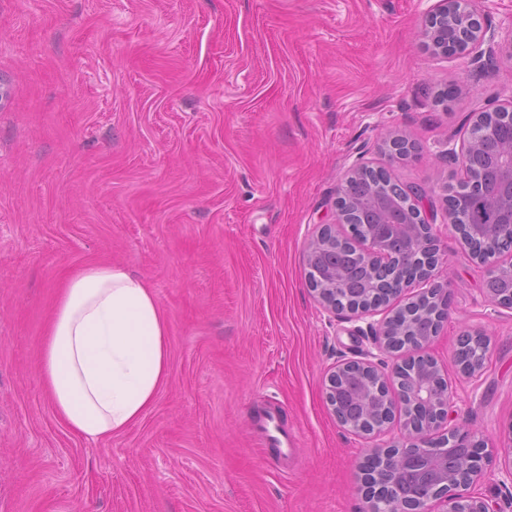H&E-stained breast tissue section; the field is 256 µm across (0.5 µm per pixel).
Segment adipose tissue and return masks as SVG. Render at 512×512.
<instances>
[{
	"label": "adipose tissue",
	"mask_w": 512,
	"mask_h": 512,
	"mask_svg": "<svg viewBox=\"0 0 512 512\" xmlns=\"http://www.w3.org/2000/svg\"><path fill=\"white\" fill-rule=\"evenodd\" d=\"M168 325L152 288L120 265L91 264L60 291L40 371L55 413L99 441L138 423L169 378Z\"/></svg>",
	"instance_id": "ef3b65f1"
}]
</instances>
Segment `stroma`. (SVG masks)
Listing matches in <instances>:
<instances>
[{
  "label": "stroma",
  "mask_w": 512,
  "mask_h": 512,
  "mask_svg": "<svg viewBox=\"0 0 512 512\" xmlns=\"http://www.w3.org/2000/svg\"><path fill=\"white\" fill-rule=\"evenodd\" d=\"M437 0H0V512H365L368 444L325 398L367 323L307 282L356 157L428 191L449 314L427 354L455 424L490 447L512 426V309L441 217L463 180L449 144L512 97V60L434 55ZM414 144L389 151L392 137ZM141 277L165 313L169 379L104 441L57 418L40 352L64 280L92 263ZM489 342L481 376L462 332ZM278 405L288 461L254 416ZM512 512L499 457L471 488Z\"/></svg>",
  "instance_id": "35a3bbf8"
}]
</instances>
